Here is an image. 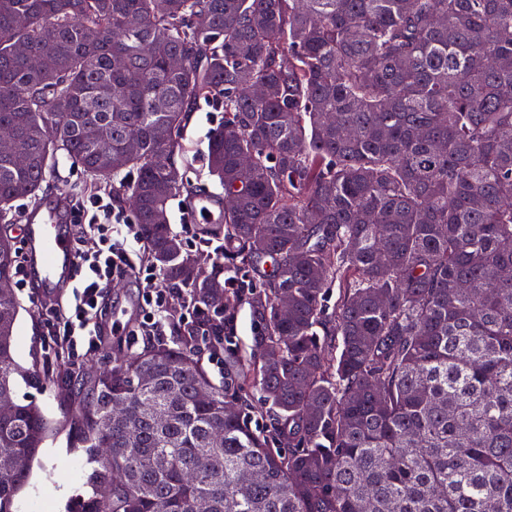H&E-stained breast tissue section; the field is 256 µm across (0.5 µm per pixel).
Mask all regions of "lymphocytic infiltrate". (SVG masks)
Wrapping results in <instances>:
<instances>
[{
    "instance_id": "f902f5d3",
    "label": "lymphocytic infiltrate",
    "mask_w": 512,
    "mask_h": 512,
    "mask_svg": "<svg viewBox=\"0 0 512 512\" xmlns=\"http://www.w3.org/2000/svg\"><path fill=\"white\" fill-rule=\"evenodd\" d=\"M78 216L80 237L93 241L90 248L77 250L78 264L85 267L86 273L73 287L69 306L52 317L72 366L99 349L93 323L102 316L101 300L112 280L131 275L138 282L143 319L130 331L133 339L165 335L170 325L172 293L162 274L145 261L146 245L136 225L128 223L111 199L98 194L85 196Z\"/></svg>"
}]
</instances>
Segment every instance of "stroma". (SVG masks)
Segmentation results:
<instances>
[{"label":"stroma","instance_id":"obj_1","mask_svg":"<svg viewBox=\"0 0 512 512\" xmlns=\"http://www.w3.org/2000/svg\"><path fill=\"white\" fill-rule=\"evenodd\" d=\"M223 120L220 107L203 101L192 112L185 131L186 175L191 184L200 189L202 196L211 200L223 198L224 189L208 171V136ZM69 294L66 288L60 289L53 297L40 295L33 287L17 292L26 310L21 313L15 330L16 358L23 366L33 365L37 368L35 383H19L17 396L36 402L49 416L57 419L64 416L58 402L60 391H83L94 366L101 363L105 353L116 349L129 351L126 332L136 328L140 320L134 280L112 282L106 290V306L109 315H120L123 328L105 323L101 330L100 352L80 360L72 372H65L59 369L57 348L46 335L45 315L41 306L45 303L57 304L68 299ZM87 469L85 455L70 451L65 438L47 442L32 466L29 483L21 494L20 508L24 512H65L68 501L82 493Z\"/></svg>","mask_w":512,"mask_h":512}]
</instances>
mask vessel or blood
<instances>
[{"mask_svg": "<svg viewBox=\"0 0 512 512\" xmlns=\"http://www.w3.org/2000/svg\"><path fill=\"white\" fill-rule=\"evenodd\" d=\"M66 221L65 212L54 201L20 216L29 265L47 293L61 288L77 264L74 236Z\"/></svg>", "mask_w": 512, "mask_h": 512, "instance_id": "1", "label": "vessel or blood"}]
</instances>
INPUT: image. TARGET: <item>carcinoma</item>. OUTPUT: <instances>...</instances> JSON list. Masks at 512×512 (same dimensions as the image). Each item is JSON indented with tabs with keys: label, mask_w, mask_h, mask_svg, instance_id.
Wrapping results in <instances>:
<instances>
[{
	"label": "carcinoma",
	"mask_w": 512,
	"mask_h": 512,
	"mask_svg": "<svg viewBox=\"0 0 512 512\" xmlns=\"http://www.w3.org/2000/svg\"><path fill=\"white\" fill-rule=\"evenodd\" d=\"M41 55L50 65L30 66ZM506 88L512 0H0V127L27 157L0 155V221L40 204L61 155L95 189L129 174L112 201H135L150 263L209 310L246 297L260 326L222 383L192 326L120 354L83 395L59 394L57 423L17 397L35 374L15 359L22 302L0 294V512H18L62 434L93 463L78 512H512ZM202 99L224 108L208 147L224 188L223 221L203 230L224 240L214 257L168 220L191 192L179 160ZM17 262L0 235V280ZM227 267L257 283L229 292ZM225 330L222 315L206 327L212 350Z\"/></svg>",
	"instance_id": "1"
}]
</instances>
